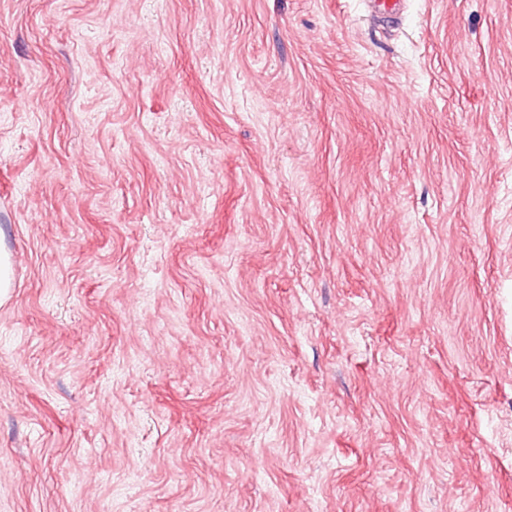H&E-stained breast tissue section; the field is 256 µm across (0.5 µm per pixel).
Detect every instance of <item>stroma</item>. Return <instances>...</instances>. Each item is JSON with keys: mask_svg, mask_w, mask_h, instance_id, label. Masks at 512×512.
Masks as SVG:
<instances>
[{"mask_svg": "<svg viewBox=\"0 0 512 512\" xmlns=\"http://www.w3.org/2000/svg\"><path fill=\"white\" fill-rule=\"evenodd\" d=\"M0 512H512V0H0ZM401 0H368L369 11L383 24L396 22L402 11Z\"/></svg>", "mask_w": 512, "mask_h": 512, "instance_id": "stroma-1", "label": "stroma"}]
</instances>
